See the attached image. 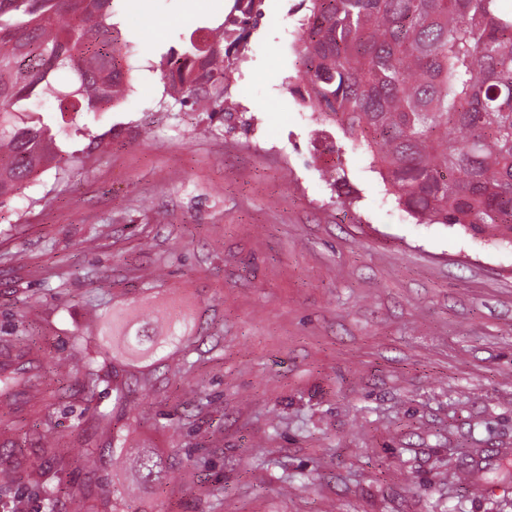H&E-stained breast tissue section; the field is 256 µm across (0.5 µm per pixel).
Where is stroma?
<instances>
[{
  "instance_id": "1",
  "label": "stroma",
  "mask_w": 512,
  "mask_h": 512,
  "mask_svg": "<svg viewBox=\"0 0 512 512\" xmlns=\"http://www.w3.org/2000/svg\"><path fill=\"white\" fill-rule=\"evenodd\" d=\"M233 0H116L133 45L127 99L45 110L79 156L0 205V351L31 348L57 394L54 460L33 411L0 403V512H75L138 477L130 450L173 458L139 512H512V249L419 224L368 159L345 152L354 195L325 176L296 72L299 0H264L230 76L248 134L166 94L162 54ZM189 322L180 345L124 333ZM93 337L120 378H149L112 452L70 339Z\"/></svg>"
}]
</instances>
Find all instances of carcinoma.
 <instances>
[{
  "label": "carcinoma",
  "instance_id": "cac0c4a2",
  "mask_svg": "<svg viewBox=\"0 0 512 512\" xmlns=\"http://www.w3.org/2000/svg\"><path fill=\"white\" fill-rule=\"evenodd\" d=\"M115 0H0V204L57 162L61 149L46 116L34 110L65 95L77 112L120 104L130 90L127 44L112 35ZM262 0H233L230 12L199 42L162 55L170 96L210 110L228 129L253 118L224 110L225 59L243 57ZM294 91L313 123L333 127L337 157L361 153L402 210L421 224L459 227L474 238L512 247V6L504 0H301ZM70 69L76 87L62 93L54 73ZM83 388L112 387L120 420L131 383L117 379L87 337ZM44 367L20 351L0 367V397L28 401ZM134 464L142 486H160L171 463L147 449ZM126 493L103 512H137Z\"/></svg>",
  "mask_w": 512,
  "mask_h": 512
}]
</instances>
